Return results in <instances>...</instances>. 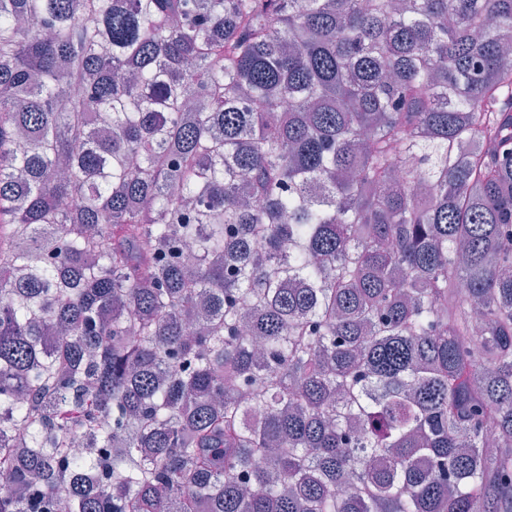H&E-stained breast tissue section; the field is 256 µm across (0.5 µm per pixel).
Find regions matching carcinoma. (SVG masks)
<instances>
[{
	"label": "carcinoma",
	"mask_w": 512,
	"mask_h": 512,
	"mask_svg": "<svg viewBox=\"0 0 512 512\" xmlns=\"http://www.w3.org/2000/svg\"><path fill=\"white\" fill-rule=\"evenodd\" d=\"M61 508L512 512V0H0V512Z\"/></svg>",
	"instance_id": "obj_1"
}]
</instances>
